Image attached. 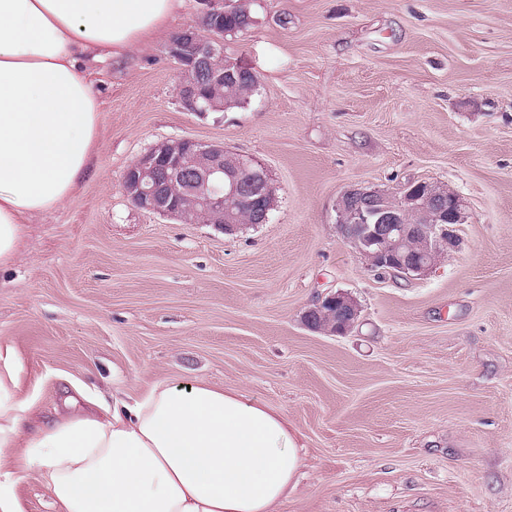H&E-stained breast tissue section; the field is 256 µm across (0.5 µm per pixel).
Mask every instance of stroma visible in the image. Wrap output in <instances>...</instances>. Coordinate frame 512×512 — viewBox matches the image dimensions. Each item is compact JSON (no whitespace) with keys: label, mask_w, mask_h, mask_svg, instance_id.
<instances>
[{"label":"stroma","mask_w":512,"mask_h":512,"mask_svg":"<svg viewBox=\"0 0 512 512\" xmlns=\"http://www.w3.org/2000/svg\"><path fill=\"white\" fill-rule=\"evenodd\" d=\"M223 37L258 85L183 111L169 52L196 20L94 76L101 149L0 270V345L35 398L29 430L165 380L284 412L303 466L283 512H512V0H250ZM191 138L260 160L268 223L225 234L136 207L127 166ZM453 190L458 243L427 276L367 266L336 226L351 185ZM341 292L343 336L304 313ZM322 307L330 309L338 319L337 327L335 322L333 328H331L327 333L332 336L343 335L347 333L357 321L360 313L357 302L349 295L344 293H334L327 295L319 303L316 304V307L310 308L304 316L306 325L312 330L319 332L322 331L316 330L314 328L313 319L310 318V314L313 310H316V308Z\"/></svg>","instance_id":"stroma-1"}]
</instances>
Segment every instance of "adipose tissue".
Returning <instances> with one entry per match:
<instances>
[{"instance_id": "obj_1", "label": "adipose tissue", "mask_w": 512, "mask_h": 512, "mask_svg": "<svg viewBox=\"0 0 512 512\" xmlns=\"http://www.w3.org/2000/svg\"><path fill=\"white\" fill-rule=\"evenodd\" d=\"M182 0H0V266L100 150L92 64L167 30ZM0 354V512L36 474L60 512H281L302 467L287 416L237 391L167 381L35 433Z\"/></svg>"}]
</instances>
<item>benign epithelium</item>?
Instances as JSON below:
<instances>
[{"instance_id":"7a95c632","label":"benign epithelium","mask_w":512,"mask_h":512,"mask_svg":"<svg viewBox=\"0 0 512 512\" xmlns=\"http://www.w3.org/2000/svg\"><path fill=\"white\" fill-rule=\"evenodd\" d=\"M208 8L173 38L171 55L179 64L177 98L186 112H222L223 104L205 95L198 75L211 69V80L224 86V70H250L241 59L217 54L219 32L211 25L224 13L223 0H206ZM122 190L140 209L185 219V204L192 205L193 222L219 224L232 234L240 225L224 219L233 204L267 221L274 195L265 167L256 159L224 149L220 144L189 138L161 142L139 156L124 171ZM382 192L350 186L339 197L337 229L351 242L371 268L401 276H425L456 247L451 226L465 223L459 197L445 187L425 181L407 183L396 195V205H382ZM331 310L338 319L332 336L347 333L359 317L357 302L347 294L334 293L316 304Z\"/></svg>"}]
</instances>
